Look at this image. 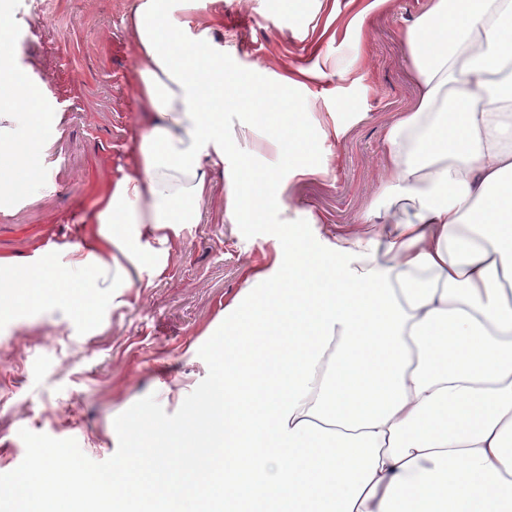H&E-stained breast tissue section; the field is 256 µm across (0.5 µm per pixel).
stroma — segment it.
<instances>
[{
	"instance_id": "obj_1",
	"label": "stroma",
	"mask_w": 512,
	"mask_h": 512,
	"mask_svg": "<svg viewBox=\"0 0 512 512\" xmlns=\"http://www.w3.org/2000/svg\"><path fill=\"white\" fill-rule=\"evenodd\" d=\"M132 0H54L36 15L35 0H8V36L19 52L15 72L32 87L50 84L65 133L50 153L52 191L0 210V257L31 256L52 246L90 242L93 224L74 228L97 196L130 166L128 146L146 121L138 98L137 37L123 19ZM198 0L199 29L224 48V67L275 83L298 67L326 72L323 84L288 88L306 104L309 139L320 125L345 129L333 154L313 149L328 174L294 181L283 205L261 224H232L224 196L234 162L263 173L274 163L264 135L233 138L247 113L224 115L226 162L213 175L211 203L188 225L166 272L151 286L124 289V306L104 307L86 327L60 311L0 315V491L30 475L47 456L82 477L146 458L147 437L119 429L144 403L163 423L185 413L183 394L206 387L219 350L209 332L243 288L244 266L266 267L281 249L280 224L310 243L357 223L377 203L384 133L418 96L403 32L430 0Z\"/></svg>"
}]
</instances>
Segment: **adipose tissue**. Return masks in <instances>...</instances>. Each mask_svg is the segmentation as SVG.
Listing matches in <instances>:
<instances>
[{
  "label": "adipose tissue",
  "instance_id": "ef3b65f1",
  "mask_svg": "<svg viewBox=\"0 0 512 512\" xmlns=\"http://www.w3.org/2000/svg\"><path fill=\"white\" fill-rule=\"evenodd\" d=\"M170 0H135L139 100L149 127L79 223L111 259L78 244L0 259V312L58 308L69 289L163 275L176 239L198 223L225 161L224 115L270 131L278 167L227 183L233 224L263 223L288 183L322 174L303 107L283 86L224 68V50ZM419 95L385 132L381 196L335 242L303 243L295 225L269 268L245 267L224 307L215 381L193 391L177 429L190 453L173 474L172 429L140 409L150 456L97 475L124 512H512V0H432L403 35ZM0 41V202L50 190L45 159L62 135L50 89L10 76ZM359 449L347 463L321 441Z\"/></svg>",
  "mask_w": 512,
  "mask_h": 512
}]
</instances>
